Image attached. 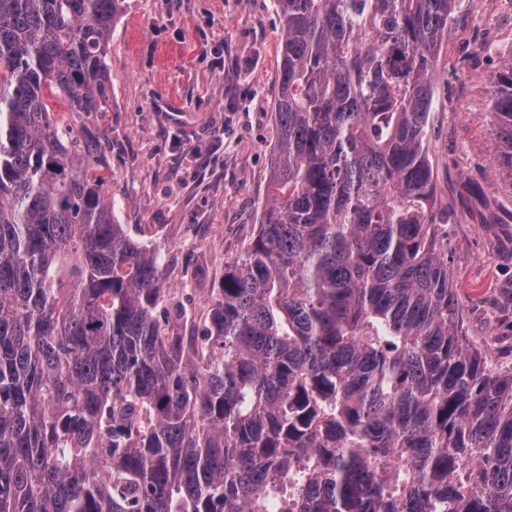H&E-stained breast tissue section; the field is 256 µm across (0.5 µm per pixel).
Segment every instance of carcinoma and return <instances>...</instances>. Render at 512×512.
Instances as JSON below:
<instances>
[{"label": "carcinoma", "instance_id": "carcinoma-1", "mask_svg": "<svg viewBox=\"0 0 512 512\" xmlns=\"http://www.w3.org/2000/svg\"><path fill=\"white\" fill-rule=\"evenodd\" d=\"M275 4L270 201L186 336L72 122L125 0H0V512H512L427 146L458 0ZM491 104L512 180V62Z\"/></svg>", "mask_w": 512, "mask_h": 512}]
</instances>
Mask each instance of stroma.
<instances>
[{
    "mask_svg": "<svg viewBox=\"0 0 512 512\" xmlns=\"http://www.w3.org/2000/svg\"><path fill=\"white\" fill-rule=\"evenodd\" d=\"M280 27L274 0H126L112 27V105L88 123L107 142L119 221L160 255L189 333L267 201ZM509 59L512 0H460L428 125L436 199L453 212L448 266L465 328L504 360L512 335L493 301L512 279V183L492 176L489 110L492 78Z\"/></svg>",
    "mask_w": 512,
    "mask_h": 512,
    "instance_id": "stroma-1",
    "label": "stroma"
}]
</instances>
